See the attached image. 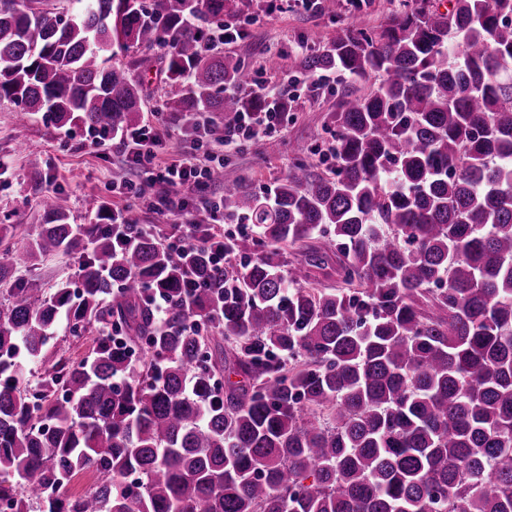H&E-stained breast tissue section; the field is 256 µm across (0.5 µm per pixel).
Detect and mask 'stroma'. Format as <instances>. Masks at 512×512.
<instances>
[{
	"instance_id": "35a3bbf8",
	"label": "stroma",
	"mask_w": 512,
	"mask_h": 512,
	"mask_svg": "<svg viewBox=\"0 0 512 512\" xmlns=\"http://www.w3.org/2000/svg\"><path fill=\"white\" fill-rule=\"evenodd\" d=\"M325 10L289 8L269 12L268 0H248L238 25L247 35L224 45L226 54L249 65L252 75L266 93L283 88L282 72L272 61L291 52H308L336 35V27L352 22L369 28L384 24L402 7L401 0H365L354 9L350 0H326ZM147 96L142 119L154 129L153 145L159 161L180 159L189 151L193 138L183 131L178 114L160 111L169 88L155 70L138 69L133 73ZM301 104L291 110L281 131L242 146H222L219 132H210L204 147L224 163L225 178L240 179L256 192L276 186L296 161V145H325L336 110L335 87L319 92L307 91L297 84ZM14 104L0 100V225H11L8 243L24 246L43 222L42 195L59 191L67 195L76 223L92 224L96 217L89 208L91 200L109 203L111 209L125 212L140 224H160L164 218L150 210L147 203L115 192V185L135 176L124 155L111 145L95 142L83 127L55 128L50 121L35 115L19 122ZM73 258L58 255L40 261L20 276L38 288H52L56 283L76 277Z\"/></svg>"
}]
</instances>
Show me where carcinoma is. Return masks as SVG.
<instances>
[{
    "mask_svg": "<svg viewBox=\"0 0 512 512\" xmlns=\"http://www.w3.org/2000/svg\"><path fill=\"white\" fill-rule=\"evenodd\" d=\"M243 2L0 0V100L104 141L141 119L131 68L157 65L163 112L261 110L248 66L203 48ZM330 71L370 87L340 92L327 150L298 148L326 172L227 181L224 219L254 231L224 233L222 269L214 224L173 250L178 224L99 202L77 226L42 197L0 261L9 512H512V0H408L282 69ZM58 254L77 283L16 276ZM82 470L99 481L68 494Z\"/></svg>",
    "mask_w": 512,
    "mask_h": 512,
    "instance_id": "carcinoma-1",
    "label": "carcinoma"
}]
</instances>
